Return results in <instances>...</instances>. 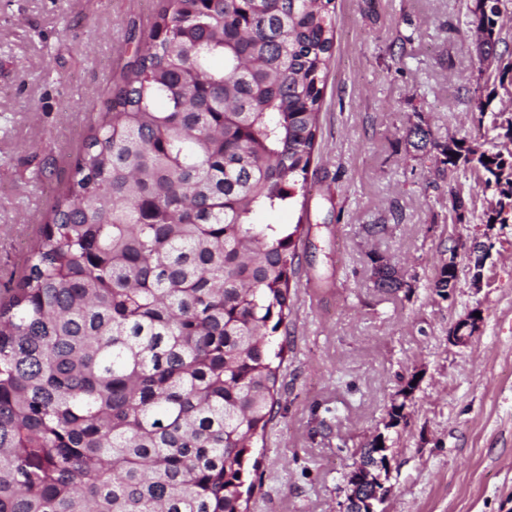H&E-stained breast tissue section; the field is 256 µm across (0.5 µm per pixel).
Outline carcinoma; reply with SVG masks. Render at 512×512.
<instances>
[{
  "label": "carcinoma",
  "mask_w": 512,
  "mask_h": 512,
  "mask_svg": "<svg viewBox=\"0 0 512 512\" xmlns=\"http://www.w3.org/2000/svg\"><path fill=\"white\" fill-rule=\"evenodd\" d=\"M333 2L161 0L0 301V512H240L296 258L255 218L306 187ZM437 149L512 202V152Z\"/></svg>",
  "instance_id": "1"
}]
</instances>
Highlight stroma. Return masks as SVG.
Segmentation results:
<instances>
[{
  "label": "stroma",
  "instance_id": "35a3bbf8",
  "mask_svg": "<svg viewBox=\"0 0 512 512\" xmlns=\"http://www.w3.org/2000/svg\"><path fill=\"white\" fill-rule=\"evenodd\" d=\"M160 0H0V297L71 182L95 111L143 49ZM471 0H335L336 38L302 205L276 405L255 441L246 512H340L359 448L384 433L385 512H512V219L488 221L481 171L416 152L455 136L512 151L498 126L512 82L480 71ZM489 100L479 111L477 99ZM466 205L452 211L450 190ZM381 225L378 233L370 225ZM489 257L472 282L474 243ZM449 296L433 279L449 254ZM407 287L376 288L372 260ZM481 315L465 346L450 328ZM405 419L385 429L409 379Z\"/></svg>",
  "mask_w": 512,
  "mask_h": 512
}]
</instances>
